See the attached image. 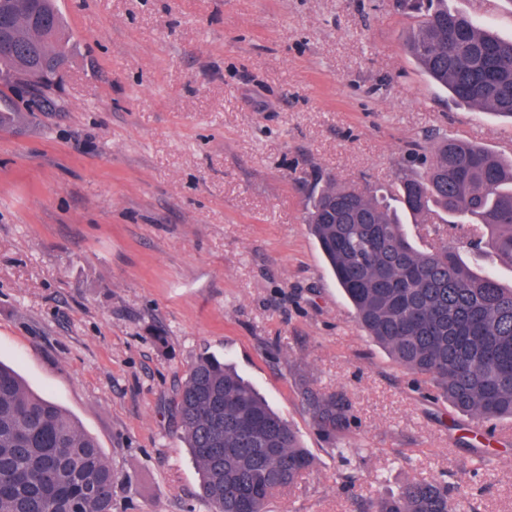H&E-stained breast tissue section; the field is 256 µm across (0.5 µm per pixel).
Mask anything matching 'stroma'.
Here are the masks:
<instances>
[{"label":"stroma","instance_id":"obj_1","mask_svg":"<svg viewBox=\"0 0 512 512\" xmlns=\"http://www.w3.org/2000/svg\"><path fill=\"white\" fill-rule=\"evenodd\" d=\"M448 5L512 38V0ZM56 6L58 105L0 129V361L95 438L115 512H210L172 415L204 353L311 454L275 512H358L443 472L470 512H512V421L489 439L418 390L358 326L306 223L326 180L390 187L435 131L509 157L512 123L428 80L404 50L415 20L391 0ZM302 385L350 398V464Z\"/></svg>","mask_w":512,"mask_h":512}]
</instances>
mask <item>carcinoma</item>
Here are the masks:
<instances>
[{"label":"carcinoma","mask_w":512,"mask_h":512,"mask_svg":"<svg viewBox=\"0 0 512 512\" xmlns=\"http://www.w3.org/2000/svg\"><path fill=\"white\" fill-rule=\"evenodd\" d=\"M416 24L408 54L458 104L512 121V39L492 34L448 0H404ZM55 0H0V87L52 77L26 99L42 112L69 57ZM423 172L363 194L326 182L310 231L367 335L418 377L430 396L484 425L512 419V284L477 272L445 243L410 240L387 197L422 221L437 215L512 267V159L438 136ZM329 442L350 427L342 392H304ZM177 430L200 466L211 512H271L275 495L312 465L297 433L232 365L204 354L175 399ZM118 480L76 419L0 361V512H112ZM372 512H464L454 484L410 481Z\"/></svg>","instance_id":"cac0c4a2"}]
</instances>
